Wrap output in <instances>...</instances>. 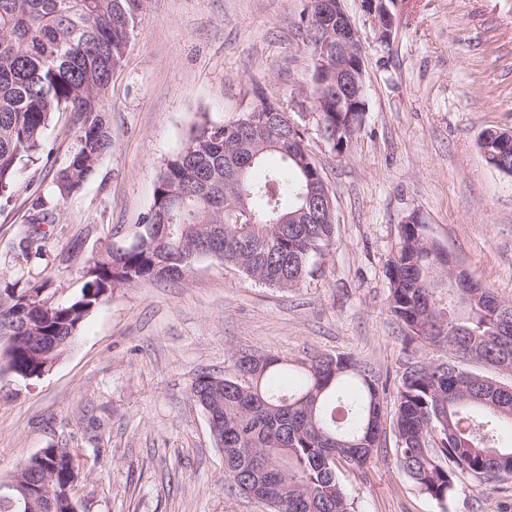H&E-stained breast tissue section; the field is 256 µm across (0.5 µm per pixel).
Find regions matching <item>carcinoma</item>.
I'll return each instance as SVG.
<instances>
[{
	"label": "carcinoma",
	"instance_id": "cac0c4a2",
	"mask_svg": "<svg viewBox=\"0 0 512 512\" xmlns=\"http://www.w3.org/2000/svg\"><path fill=\"white\" fill-rule=\"evenodd\" d=\"M146 0H0V198L18 191V172L50 165L46 131L69 112L75 147L56 170L55 191L68 197L97 173L112 150L104 101L112 76L124 63ZM310 47L312 86L298 107L317 112L322 136L338 155L349 153L366 115V100L336 111V77L318 71V50L328 35L315 0L302 16ZM251 128H233L202 115L183 148L161 169L153 203L135 240L108 246L86 261V282L66 304L50 301L48 285L0 287V373L40 378L34 356L42 336L79 332L89 310L116 288L178 280L187 266L211 259L276 288L300 287L322 272L335 246V225L282 220L305 205L307 173L321 171L307 149V131L282 123L288 107L259 96ZM275 154L281 166L266 165ZM248 217L239 219L242 214ZM25 257L43 256L42 238L18 243ZM389 310L405 340L446 349L458 358L408 363L395 408L383 406L387 384L369 364L350 354L284 362L274 355L236 358L219 395L224 474L230 490L266 503L271 512H356L339 468L362 469L382 450L381 420L391 418L398 469L417 490L444 505L457 482L477 486L512 478V385L463 368L512 360V332L504 317L512 303L486 286L470 288L461 302L448 256L420 227L400 241L391 261ZM212 375L191 389L197 404L209 399ZM53 476L58 490L31 512H77L65 488L78 482L80 466L68 448L44 449L23 460L8 480L37 483Z\"/></svg>",
	"mask_w": 512,
	"mask_h": 512
}]
</instances>
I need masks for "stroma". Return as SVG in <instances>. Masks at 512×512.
I'll use <instances>...</instances> for the list:
<instances>
[{"label": "stroma", "instance_id": "obj_1", "mask_svg": "<svg viewBox=\"0 0 512 512\" xmlns=\"http://www.w3.org/2000/svg\"><path fill=\"white\" fill-rule=\"evenodd\" d=\"M307 5L148 0L106 99L111 153L63 200L53 169L20 170V192L0 202V279L47 283L59 302L79 294L86 260L136 234L200 113L228 122L258 96L284 103L310 86ZM344 7L363 42L366 119L344 156L305 123L335 197L323 276L283 291L204 261L177 282L115 289L46 375L0 374L1 477L42 448H70L81 457L79 512H269L229 490L190 398L198 374L231 375L244 353L350 354L380 372L391 399L408 360L450 361L407 343L388 310L387 268L414 211L474 279L512 301V176L478 146L482 130L512 129V0H404L386 48L360 0ZM38 200L56 221L42 227L43 258L28 262L17 244ZM342 481L357 512H512V486L463 480L443 506L389 457Z\"/></svg>", "mask_w": 512, "mask_h": 512}]
</instances>
